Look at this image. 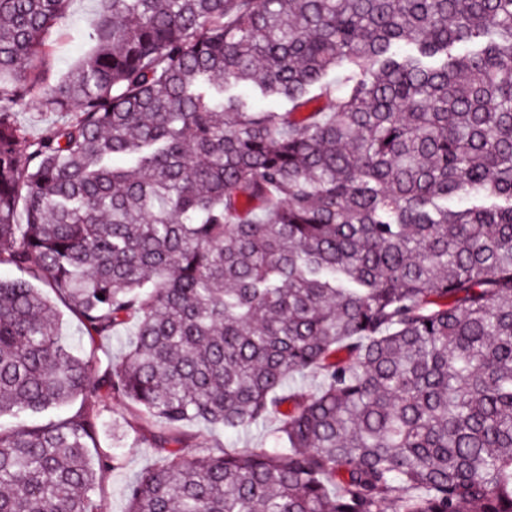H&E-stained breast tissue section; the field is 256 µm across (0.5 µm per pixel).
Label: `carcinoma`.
<instances>
[{"label": "carcinoma", "mask_w": 512, "mask_h": 512, "mask_svg": "<svg viewBox=\"0 0 512 512\" xmlns=\"http://www.w3.org/2000/svg\"><path fill=\"white\" fill-rule=\"evenodd\" d=\"M67 2L0 0V265L134 333L0 280V512H98L112 399L126 512H512V0H98L36 78ZM97 7L96 0L69 1L66 27L51 33L50 49L36 62L35 72L41 78L53 80L67 71L85 52L87 45L83 34ZM71 115V112H46L34 108H25L22 111L16 112L15 119L31 138H35L45 128L68 121ZM28 278L40 291L50 300V302L56 307L60 314L59 329L61 335L76 345H79L83 350L88 353L90 351V344L86 338H82L81 326L79 321L74 317L67 307L57 298L55 293L48 288L44 283L32 279L26 273L14 269L10 266L0 265V278L12 279V278ZM133 327H128L110 339L103 340L94 347L95 356L105 364L110 357H118L126 339L132 334ZM276 424V421L273 419L265 427L250 429L236 446L239 448H275L276 443L273 438V430ZM186 433L189 437L187 444L188 448H182L183 454L188 456L200 455L205 448L201 446H207L213 449H237V448H225L228 446L224 440V432L219 430H211L206 425L193 423L186 427ZM117 452L123 457L120 469L99 475L95 499L98 512H124L126 508L125 489L135 475L155 467L159 459L150 448L133 442L132 437L116 444Z\"/></svg>", "instance_id": "cac0c4a2"}]
</instances>
